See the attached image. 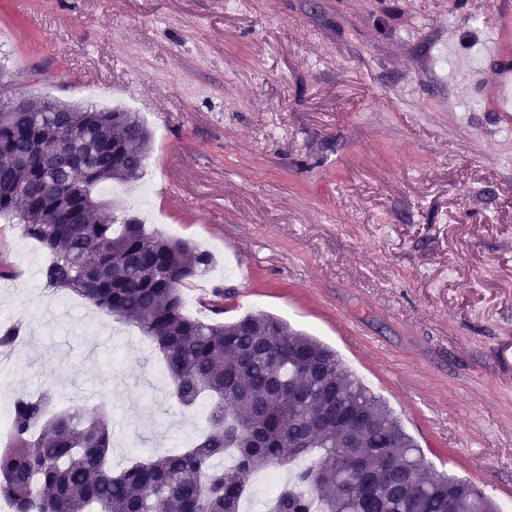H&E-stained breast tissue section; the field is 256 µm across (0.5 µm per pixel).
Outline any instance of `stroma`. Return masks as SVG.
<instances>
[{"label": "stroma", "instance_id": "obj_1", "mask_svg": "<svg viewBox=\"0 0 512 512\" xmlns=\"http://www.w3.org/2000/svg\"><path fill=\"white\" fill-rule=\"evenodd\" d=\"M495 0H0V82L18 97L139 113L142 177L94 190L118 218L207 250L184 289L220 319L316 337L437 470L512 502V126L483 106ZM45 250L0 219V314L27 325L9 392L52 384L141 457L197 438L198 412L141 380L136 328L45 288Z\"/></svg>", "mask_w": 512, "mask_h": 512}]
</instances>
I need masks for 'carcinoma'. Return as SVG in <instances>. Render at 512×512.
<instances>
[{"label":"carcinoma","instance_id":"obj_1","mask_svg":"<svg viewBox=\"0 0 512 512\" xmlns=\"http://www.w3.org/2000/svg\"><path fill=\"white\" fill-rule=\"evenodd\" d=\"M150 131L137 113L0 88V218L51 255L44 287L129 323L158 350L172 397L209 400L188 448L115 472L112 427L95 408H56L47 385L13 406L0 452L12 512H242L246 478L299 460L271 512H500L470 482L437 471L385 403L317 339L270 315L224 323L184 311L209 266L191 243L137 218L97 213L92 191L139 178ZM0 330V351L25 335ZM359 409L363 419L345 417ZM234 463L224 466V454Z\"/></svg>","mask_w":512,"mask_h":512}]
</instances>
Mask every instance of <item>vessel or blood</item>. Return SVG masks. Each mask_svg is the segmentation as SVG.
<instances>
[{
	"instance_id": "obj_1",
	"label": "vessel or blood",
	"mask_w": 512,
	"mask_h": 512,
	"mask_svg": "<svg viewBox=\"0 0 512 512\" xmlns=\"http://www.w3.org/2000/svg\"><path fill=\"white\" fill-rule=\"evenodd\" d=\"M485 67L484 106L512 122V0H497L480 60Z\"/></svg>"
}]
</instances>
